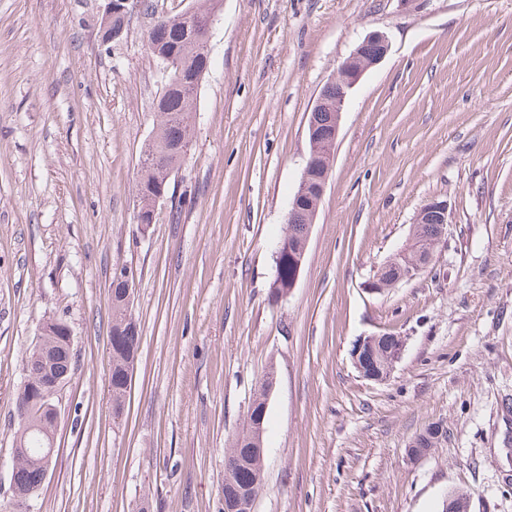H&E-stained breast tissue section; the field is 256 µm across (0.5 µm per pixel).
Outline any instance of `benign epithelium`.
Here are the masks:
<instances>
[{
	"mask_svg": "<svg viewBox=\"0 0 512 512\" xmlns=\"http://www.w3.org/2000/svg\"><path fill=\"white\" fill-rule=\"evenodd\" d=\"M389 39L380 31H371L358 43L354 51L341 63L336 78V97L330 96V88L325 86L319 92L316 103L310 112L307 126L309 154L302 173L297 192L292 197L288 219L297 215L303 216L305 223L310 225L325 194L332 172V153L340 132V121L343 108L350 90L357 84L362 75L371 67L380 63L389 51ZM326 113L327 120L322 122L319 113ZM414 223L438 224L443 239L448 224V202L433 199L417 213ZM399 259L397 282H408L428 268L425 256L417 255L407 247L397 252ZM43 369L39 376L45 378L38 388L31 387L30 375H25L24 386L29 391H37V396L30 399L29 404H36L46 414L42 422L35 428H46L47 449L41 458L43 476H48L55 453V435L61 420V411L53 398L67 380L69 371L52 366L48 348L38 342L35 348Z\"/></svg>",
	"mask_w": 512,
	"mask_h": 512,
	"instance_id": "7a95c632",
	"label": "benign epithelium"
}]
</instances>
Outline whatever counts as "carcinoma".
I'll return each instance as SVG.
<instances>
[{
	"mask_svg": "<svg viewBox=\"0 0 512 512\" xmlns=\"http://www.w3.org/2000/svg\"><path fill=\"white\" fill-rule=\"evenodd\" d=\"M144 13L154 17L148 32V49L158 58L168 61V79L164 91L157 103V122L151 139L140 158V175L135 185V201L139 211L145 216V223H153L157 199L168 192L169 177L184 161L190 142L193 112L192 105L211 62L207 61L204 48L208 42L210 30L201 26L185 31L182 15H156L154 0H141ZM437 225L422 224L419 232V249L427 252L433 248ZM278 286L274 294L289 287L295 265L283 250L275 261ZM125 286L112 279V372L110 390L113 409L124 407L127 386L125 382L126 360L137 355L140 344V327L129 312V303L124 299ZM370 364L384 372L392 364L395 347L389 338L381 336L369 345ZM19 428L17 437L30 439L39 435L27 433L29 425L42 420L26 406L24 394L18 396ZM443 439V433L429 426L413 440L414 448H433ZM39 453L18 460L14 484L15 493L25 497L40 487V465L36 462ZM256 449L251 439V428L246 425L224 449V464L232 470L231 479L224 483V512H230V505L243 491L249 490L253 481Z\"/></svg>",
	"mask_w": 512,
	"mask_h": 512,
	"instance_id": "1",
	"label": "carcinoma"
}]
</instances>
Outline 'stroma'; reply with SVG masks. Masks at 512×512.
<instances>
[{
	"label": "stroma",
	"mask_w": 512,
	"mask_h": 512,
	"mask_svg": "<svg viewBox=\"0 0 512 512\" xmlns=\"http://www.w3.org/2000/svg\"><path fill=\"white\" fill-rule=\"evenodd\" d=\"M106 0H0V512H224V450L268 367L256 512H512V0H223L187 155L149 226L139 157L167 72ZM390 50L352 89L303 268L275 252L320 90L370 31ZM449 204L429 268L378 267L420 208ZM141 331L122 413L109 392L113 270ZM72 332L56 462L11 488L23 366L41 323ZM405 339L387 380L360 337ZM447 436L420 459L414 437Z\"/></svg>",
	"instance_id": "1"
}]
</instances>
